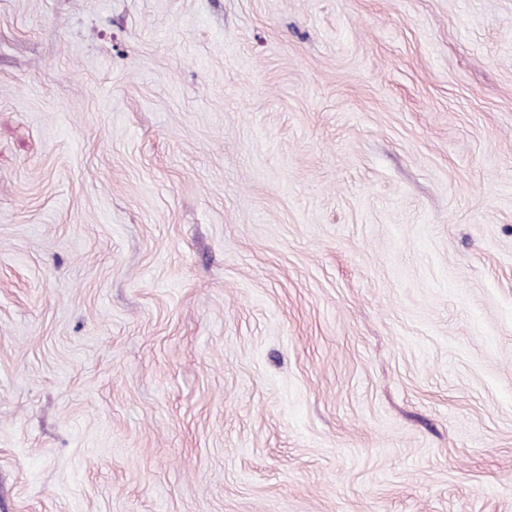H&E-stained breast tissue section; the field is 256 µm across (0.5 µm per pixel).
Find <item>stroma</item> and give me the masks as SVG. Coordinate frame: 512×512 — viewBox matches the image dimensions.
I'll return each mask as SVG.
<instances>
[{
  "instance_id": "35a3bbf8",
  "label": "stroma",
  "mask_w": 512,
  "mask_h": 512,
  "mask_svg": "<svg viewBox=\"0 0 512 512\" xmlns=\"http://www.w3.org/2000/svg\"><path fill=\"white\" fill-rule=\"evenodd\" d=\"M0 512H512V0H0Z\"/></svg>"
}]
</instances>
